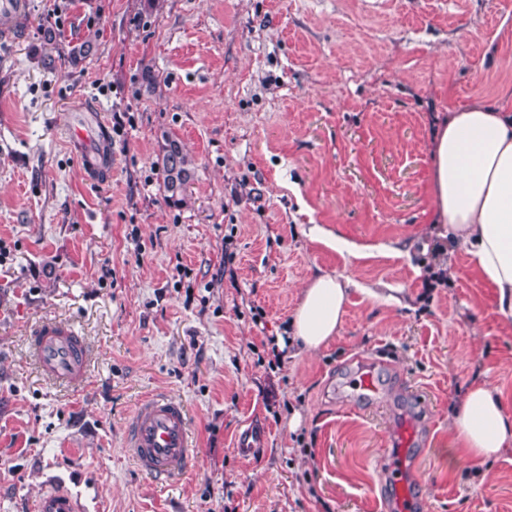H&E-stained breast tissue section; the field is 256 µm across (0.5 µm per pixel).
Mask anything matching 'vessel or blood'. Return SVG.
<instances>
[{"mask_svg":"<svg viewBox=\"0 0 512 512\" xmlns=\"http://www.w3.org/2000/svg\"><path fill=\"white\" fill-rule=\"evenodd\" d=\"M91 126L84 119L70 123L74 144L80 151L87 170L101 167L102 143H91ZM35 364L49 380L70 387L81 388L88 377V348L79 333L70 325L45 319L40 321L30 341ZM357 394L373 397L379 392L374 371L361 369L350 381ZM128 447L138 468L159 479L181 477L192 457V432L184 404L172 397L151 394L145 396L132 416ZM384 484L394 493L400 512H407L414 500L404 468L388 470ZM35 512H80L76 497L64 489L43 493L36 501Z\"/></svg>","mask_w":512,"mask_h":512,"instance_id":"b4317fda","label":"vessel or blood"}]
</instances>
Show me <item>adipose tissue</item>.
Wrapping results in <instances>:
<instances>
[{"mask_svg": "<svg viewBox=\"0 0 512 512\" xmlns=\"http://www.w3.org/2000/svg\"><path fill=\"white\" fill-rule=\"evenodd\" d=\"M431 208L444 269L465 254L473 271L497 290L500 313L512 318V110L473 104L444 115L432 141ZM350 280L315 274L290 321L292 340L313 351L341 329ZM449 463L484 462L512 446V415L499 393L469 385L453 409Z\"/></svg>", "mask_w": 512, "mask_h": 512, "instance_id": "ef3b65f1", "label": "adipose tissue"}]
</instances>
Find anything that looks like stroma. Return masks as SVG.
<instances>
[{
	"instance_id": "stroma-1",
	"label": "stroma",
	"mask_w": 512,
	"mask_h": 512,
	"mask_svg": "<svg viewBox=\"0 0 512 512\" xmlns=\"http://www.w3.org/2000/svg\"><path fill=\"white\" fill-rule=\"evenodd\" d=\"M23 2L0 33V512L53 488L82 512H395L380 477L407 415L416 512H512V447L448 463L474 379L512 414V323L465 256L437 278L429 152L444 112L512 108V0H164L145 18L140 0ZM76 37L94 51L75 66ZM84 109L110 140L95 180L67 134ZM164 131L195 159L182 205L155 164ZM319 271L354 285L339 335L301 353L289 323ZM45 317L94 349L83 388L31 360ZM379 354L382 398L343 397ZM155 392L196 434L176 483L125 447ZM250 421L267 439L242 457Z\"/></svg>"
}]
</instances>
